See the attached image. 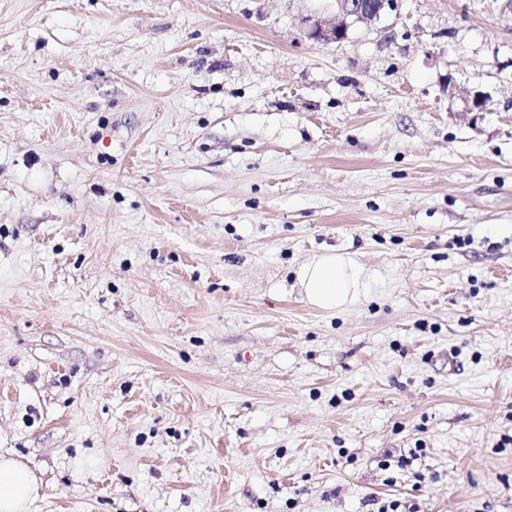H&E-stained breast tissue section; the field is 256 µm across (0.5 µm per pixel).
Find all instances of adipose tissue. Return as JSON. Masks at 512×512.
Wrapping results in <instances>:
<instances>
[{
  "mask_svg": "<svg viewBox=\"0 0 512 512\" xmlns=\"http://www.w3.org/2000/svg\"><path fill=\"white\" fill-rule=\"evenodd\" d=\"M299 282L306 299L314 306L343 308L359 295L363 286L361 269L345 254L328 251L305 263ZM33 472L22 462L0 458V512H24L35 488Z\"/></svg>",
  "mask_w": 512,
  "mask_h": 512,
  "instance_id": "obj_1",
  "label": "adipose tissue"
}]
</instances>
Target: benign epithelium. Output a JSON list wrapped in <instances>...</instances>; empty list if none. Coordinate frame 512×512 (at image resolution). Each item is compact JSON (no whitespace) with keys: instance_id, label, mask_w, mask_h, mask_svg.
Masks as SVG:
<instances>
[{"instance_id":"1","label":"benign epithelium","mask_w":512,"mask_h":512,"mask_svg":"<svg viewBox=\"0 0 512 512\" xmlns=\"http://www.w3.org/2000/svg\"><path fill=\"white\" fill-rule=\"evenodd\" d=\"M332 18L314 15L305 19L308 37L323 44H336L347 38L351 24H369L398 8V0H335Z\"/></svg>"}]
</instances>
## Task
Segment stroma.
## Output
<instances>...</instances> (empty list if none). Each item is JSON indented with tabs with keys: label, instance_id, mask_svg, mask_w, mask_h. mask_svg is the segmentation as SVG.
I'll return each mask as SVG.
<instances>
[{
	"label": "stroma",
	"instance_id": "35a3bbf8",
	"mask_svg": "<svg viewBox=\"0 0 512 512\" xmlns=\"http://www.w3.org/2000/svg\"><path fill=\"white\" fill-rule=\"evenodd\" d=\"M334 12L0 0L27 512H512V0L309 39ZM328 249L336 313L297 279ZM299 282L306 299L312 305L327 310L349 305L363 288L361 269L336 250L305 263L299 272Z\"/></svg>",
	"mask_w": 512,
	"mask_h": 512
}]
</instances>
